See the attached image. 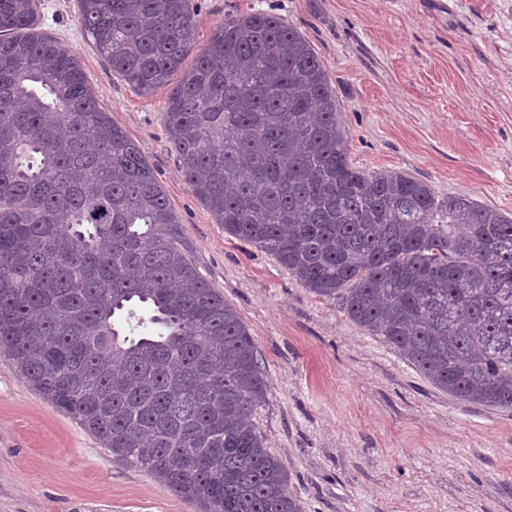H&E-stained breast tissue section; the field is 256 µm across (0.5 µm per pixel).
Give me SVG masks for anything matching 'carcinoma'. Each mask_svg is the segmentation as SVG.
<instances>
[{
	"label": "carcinoma",
	"instance_id": "carcinoma-1",
	"mask_svg": "<svg viewBox=\"0 0 512 512\" xmlns=\"http://www.w3.org/2000/svg\"><path fill=\"white\" fill-rule=\"evenodd\" d=\"M78 3L136 93L171 86L165 135L215 223L342 298L439 389L512 410V216L352 166L323 61L272 14L229 16L198 49L190 0ZM38 4L0 0V349L200 512H300L249 421L266 390L254 339L75 54L36 30Z\"/></svg>",
	"mask_w": 512,
	"mask_h": 512
}]
</instances>
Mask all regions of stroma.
<instances>
[{
  "label": "stroma",
  "mask_w": 512,
  "mask_h": 512,
  "mask_svg": "<svg viewBox=\"0 0 512 512\" xmlns=\"http://www.w3.org/2000/svg\"><path fill=\"white\" fill-rule=\"evenodd\" d=\"M39 30L78 56L100 108L152 166L198 272L247 325L267 390L251 420L302 512H512V411L434 386L341 299L230 236L181 176L167 90L142 97L83 33L77 0H40ZM196 44L262 9L323 60L362 170L512 215V0H192ZM0 512H199L53 408L0 350Z\"/></svg>",
  "instance_id": "35a3bbf8"
}]
</instances>
